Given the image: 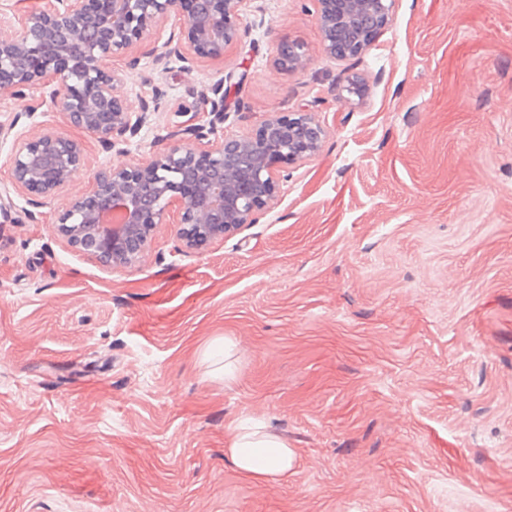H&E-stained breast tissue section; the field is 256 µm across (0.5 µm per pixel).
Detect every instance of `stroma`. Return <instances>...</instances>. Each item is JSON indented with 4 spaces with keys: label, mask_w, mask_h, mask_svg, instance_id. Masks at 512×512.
I'll use <instances>...</instances> for the list:
<instances>
[{
    "label": "stroma",
    "mask_w": 512,
    "mask_h": 512,
    "mask_svg": "<svg viewBox=\"0 0 512 512\" xmlns=\"http://www.w3.org/2000/svg\"><path fill=\"white\" fill-rule=\"evenodd\" d=\"M315 13L249 0V36L190 72L133 46L123 92L165 110L123 153L83 135L60 200L0 212V512H512V0H395L347 61ZM219 76L224 133L309 108L328 131L272 208L199 252L160 225L131 268L68 246L63 202L164 148ZM65 127L0 96V189L16 138ZM247 419L292 450L286 479L226 455ZM309 60V51L301 41L280 42L276 47V65L285 71H295Z\"/></svg>",
    "instance_id": "obj_1"
}]
</instances>
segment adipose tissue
Listing matches in <instances>:
<instances>
[{
	"mask_svg": "<svg viewBox=\"0 0 512 512\" xmlns=\"http://www.w3.org/2000/svg\"><path fill=\"white\" fill-rule=\"evenodd\" d=\"M227 453L240 471L257 480H280L293 468L291 449L258 425L241 427Z\"/></svg>",
	"mask_w": 512,
	"mask_h": 512,
	"instance_id": "adipose-tissue-1",
	"label": "adipose tissue"
}]
</instances>
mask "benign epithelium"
<instances>
[{
	"label": "benign epithelium",
	"instance_id": "1",
	"mask_svg": "<svg viewBox=\"0 0 512 512\" xmlns=\"http://www.w3.org/2000/svg\"><path fill=\"white\" fill-rule=\"evenodd\" d=\"M321 49L340 61L361 55L385 28L394 0H315ZM247 0H48L45 8L0 27V95L26 89L48 93L65 123L126 149L147 113L164 94L131 110L121 92L122 71L112 59L174 20L179 33L156 40V64L221 59L227 46L249 33L242 25ZM309 60L301 41L281 42L276 65L295 71ZM197 115L208 124L191 128L195 144L172 140L146 160L101 165L88 190L58 211L56 229L65 242L106 268H129L146 256L161 224L179 225L177 251L204 250L255 224L271 209L288 166L320 151L327 131L310 109L273 112L245 134L216 135L224 122V78L203 94ZM86 164L84 143L46 130L23 136L6 159L15 192L47 204Z\"/></svg>",
	"mask_w": 512,
	"mask_h": 512
}]
</instances>
